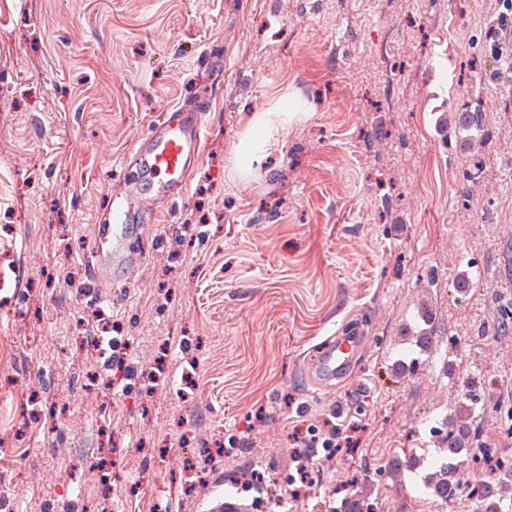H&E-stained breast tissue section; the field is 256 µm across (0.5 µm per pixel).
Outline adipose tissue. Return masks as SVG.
Wrapping results in <instances>:
<instances>
[{"instance_id": "ef3b65f1", "label": "adipose tissue", "mask_w": 512, "mask_h": 512, "mask_svg": "<svg viewBox=\"0 0 512 512\" xmlns=\"http://www.w3.org/2000/svg\"><path fill=\"white\" fill-rule=\"evenodd\" d=\"M299 111L295 101L284 99L267 111L258 113L234 149V166L239 173H249L260 153L275 135L286 129Z\"/></svg>"}]
</instances>
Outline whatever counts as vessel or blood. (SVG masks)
Listing matches in <instances>:
<instances>
[{
	"label": "vessel or blood",
	"mask_w": 512,
	"mask_h": 512,
	"mask_svg": "<svg viewBox=\"0 0 512 512\" xmlns=\"http://www.w3.org/2000/svg\"><path fill=\"white\" fill-rule=\"evenodd\" d=\"M205 129V113L183 112L178 118L157 121L135 145L130 163L120 173L125 190L111 197L103 247L89 260L98 282L111 283L112 267L117 263L126 277L134 276L141 257L129 247L130 233L150 223L159 207L186 195ZM355 350V339L330 337L308 368L309 377L318 387L330 388L350 367ZM256 508L254 501L227 492L209 512H255Z\"/></svg>",
	"instance_id": "1"
}]
</instances>
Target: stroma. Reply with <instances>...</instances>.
Instances as JSON below:
<instances>
[{
    "label": "stroma",
    "instance_id": "1",
    "mask_svg": "<svg viewBox=\"0 0 512 512\" xmlns=\"http://www.w3.org/2000/svg\"><path fill=\"white\" fill-rule=\"evenodd\" d=\"M501 0H0V512H206L261 471V512H476L421 477L478 400L512 465V87ZM201 97L186 196L136 245L132 282L89 269L111 194L162 113ZM306 105L251 175L256 113ZM485 116L463 145L462 113ZM129 338L90 355L88 319ZM362 343L334 388L304 364ZM132 377L113 394L107 382ZM362 426L292 497L293 428ZM504 12H502L501 25L502 33L504 32V43H506L505 54L502 46L499 48L498 60L502 61L501 70L497 74V77L501 79V82H507L512 87V2L510 0H504Z\"/></svg>",
    "mask_w": 512,
    "mask_h": 512
}]
</instances>
